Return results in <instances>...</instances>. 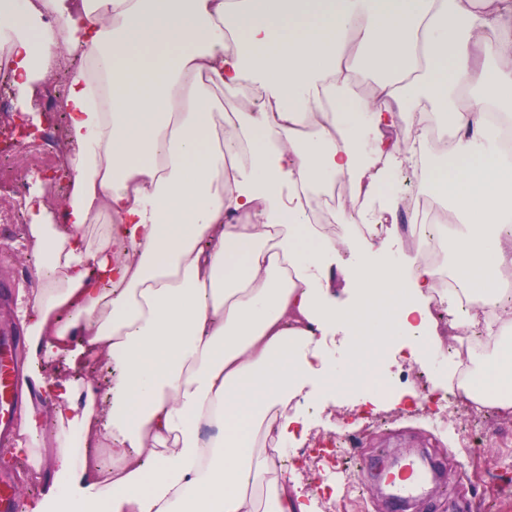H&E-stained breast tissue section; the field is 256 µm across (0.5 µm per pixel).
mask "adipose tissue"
I'll list each match as a JSON object with an SVG mask.
<instances>
[{
	"instance_id": "adipose-tissue-1",
	"label": "adipose tissue",
	"mask_w": 512,
	"mask_h": 512,
	"mask_svg": "<svg viewBox=\"0 0 512 512\" xmlns=\"http://www.w3.org/2000/svg\"><path fill=\"white\" fill-rule=\"evenodd\" d=\"M0 34L22 107L61 51L80 58L64 100L65 206L28 207L42 280L18 300L28 376L45 390L36 365L62 353L112 372L106 388L60 393L54 463L75 489L50 481L25 512H310L277 468L299 406L363 390L382 351L424 364L439 341L437 269L415 251L392 258L355 223L328 236L308 191L341 176L396 216L394 175L449 116L448 148L419 187L468 218L456 266L512 269V155L497 137L512 120V0H0ZM363 71L378 75L366 99L353 92ZM242 86L263 104L238 108L228 139L214 94ZM339 250L357 258L349 307L328 277ZM373 300L385 316L331 361L332 336ZM470 301L494 311L496 346L465 373L449 358L434 386L510 407L512 310L498 311L490 282Z\"/></svg>"
}]
</instances>
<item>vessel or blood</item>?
<instances>
[{"label": "vessel or blood", "mask_w": 512, "mask_h": 512, "mask_svg": "<svg viewBox=\"0 0 512 512\" xmlns=\"http://www.w3.org/2000/svg\"><path fill=\"white\" fill-rule=\"evenodd\" d=\"M27 398L20 386L18 344L14 331L0 321V446L15 444L19 427L18 410ZM428 482L425 474L405 468L394 485L397 499L408 500L419 495ZM22 495L11 469L0 468V512H21Z\"/></svg>", "instance_id": "1"}]
</instances>
